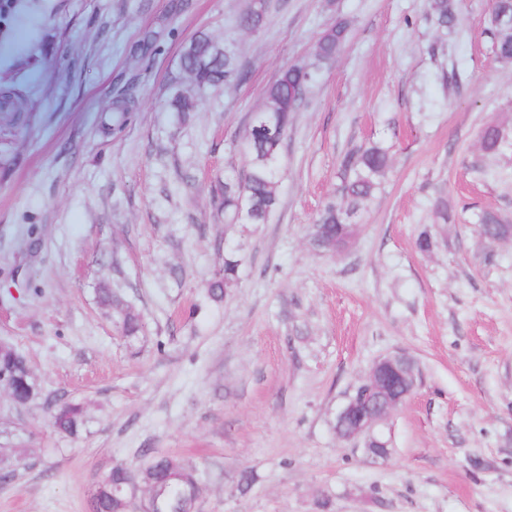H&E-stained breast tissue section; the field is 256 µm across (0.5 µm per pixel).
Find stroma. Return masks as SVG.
Here are the masks:
<instances>
[{"label": "stroma", "instance_id": "1", "mask_svg": "<svg viewBox=\"0 0 512 512\" xmlns=\"http://www.w3.org/2000/svg\"><path fill=\"white\" fill-rule=\"evenodd\" d=\"M488 2L459 0L465 28L448 33L426 0H266L256 31L237 25L249 0H20L0 68L55 62L28 73L34 112H0V340L38 386L23 406L0 392V512H88L98 478L143 448L201 469L198 512H512V241L477 230L489 210L512 223V150L473 168L481 129L512 114ZM339 16L349 39L288 129L278 211L225 227L253 112ZM201 31L248 78L170 111ZM124 93L138 109L108 134ZM372 140L391 148L383 190L345 251L316 252L339 162ZM231 254L241 277L213 300ZM105 288L139 314L135 342ZM398 351L419 385L374 460L336 414ZM70 402L75 436L50 423Z\"/></svg>", "mask_w": 512, "mask_h": 512}]
</instances>
